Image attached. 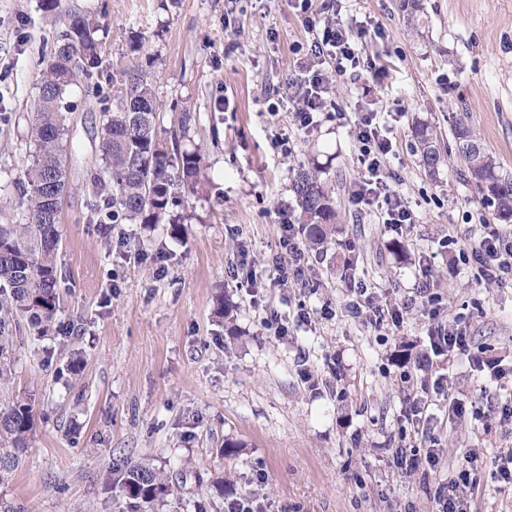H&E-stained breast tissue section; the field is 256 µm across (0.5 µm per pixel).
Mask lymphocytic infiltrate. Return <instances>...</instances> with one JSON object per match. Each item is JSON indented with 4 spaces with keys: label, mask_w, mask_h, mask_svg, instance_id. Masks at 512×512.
Wrapping results in <instances>:
<instances>
[{
    "label": "lymphocytic infiltrate",
    "mask_w": 512,
    "mask_h": 512,
    "mask_svg": "<svg viewBox=\"0 0 512 512\" xmlns=\"http://www.w3.org/2000/svg\"><path fill=\"white\" fill-rule=\"evenodd\" d=\"M305 27L313 39L303 57L301 76L288 80L282 93L283 101L292 103L293 121L303 130L314 128L318 115L329 92V79L322 70L323 64H331L337 75L355 71L360 64L361 51L358 40L369 32V20L350 16L348 19H321L312 9V0H297ZM350 133L358 146L361 174L349 188V198L356 204H376L385 223L413 224L417 216L407 200L396 189V177L388 163L393 155V127L388 116L381 111L359 113ZM281 232L280 244L283 255L274 257L272 263L278 273L277 281L302 280L305 275L299 261L301 248L296 241V226L288 207L278 210ZM470 255L478 279L499 283L504 275L512 273V232H503L496 225L488 224ZM350 293L364 297V304L348 303L346 311L352 318L369 322L376 327H400L404 321L402 308L376 300L369 295L364 283L354 282ZM422 305L430 322L429 341L434 353L467 354L471 351V338L459 328L445 324L441 318V298L430 289L422 291ZM428 404L426 398L415 396L407 403L406 413L423 434L427 447L424 451L396 449L395 456L405 472L432 469L438 464L439 455L433 448L434 438L426 428Z\"/></svg>",
    "instance_id": "obj_1"
}]
</instances>
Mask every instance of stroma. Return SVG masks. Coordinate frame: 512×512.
I'll return each instance as SVG.
<instances>
[{
  "instance_id": "35a3bbf8",
  "label": "stroma",
  "mask_w": 512,
  "mask_h": 512,
  "mask_svg": "<svg viewBox=\"0 0 512 512\" xmlns=\"http://www.w3.org/2000/svg\"><path fill=\"white\" fill-rule=\"evenodd\" d=\"M95 17L104 54L119 64L130 37L149 39L163 126L190 108L182 147L207 165L206 195L174 211L184 236L165 225L88 223L90 178L101 167L99 92L67 89L66 164L70 187L61 216L63 283L53 328L20 336L9 384L39 399L32 446L0 501L18 512H131L102 480L113 462L142 461L170 493L147 512H224L250 495L279 512H435L434 495L468 449L483 459L466 484L470 512H512V486L493 458L512 448V424L449 418L442 396L428 413L441 461L435 474H406L399 447L421 445L403 417L412 388L400 381L418 361V379L447 376L462 399L512 396V378L491 380L461 354L435 355L415 289L443 297L444 319L459 324L485 358L512 365V284L477 282L459 258L486 224L505 228L470 181L453 127L463 122L512 175V0H339L341 16L369 17L363 55L385 70L373 79L330 75L317 127L297 129L288 110L270 115L277 90L295 72L297 46L312 35L289 0H60ZM55 27L43 0H0V223L16 217L10 185L27 161L36 82ZM401 113L390 163L417 213L414 224L382 223L376 206L352 205L360 175L350 127L357 113ZM437 134L442 161L422 164L414 128ZM292 153L274 154L273 137ZM318 161L339 215L336 242L305 250L306 282L274 285L267 267L278 249L276 212L296 208L292 181ZM407 304L400 329L375 330L347 316L350 279ZM232 305L222 326L218 299ZM335 317L321 316L322 306ZM310 319L300 322L301 311ZM278 312L286 337L267 335ZM80 354L78 373L67 371ZM235 442L224 455L225 441Z\"/></svg>"
}]
</instances>
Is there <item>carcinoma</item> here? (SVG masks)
<instances>
[{
  "label": "carcinoma",
  "instance_id": "carcinoma-1",
  "mask_svg": "<svg viewBox=\"0 0 512 512\" xmlns=\"http://www.w3.org/2000/svg\"><path fill=\"white\" fill-rule=\"evenodd\" d=\"M62 30L56 34L52 60L37 80L35 115L26 132L33 151L16 181L15 206L21 221L0 224V386L11 380L15 357L14 338L22 323L37 338L59 312L60 286L57 257L61 243L60 222L51 219L46 187L63 199L69 189V171L62 157L67 150L68 125L62 112L63 96L75 78L96 79L98 87L112 91V102L101 112L99 141L102 168L93 177L94 198L89 220L112 211V221L126 224H159L167 220L173 238L184 234L181 217L170 211L178 196L206 193L209 182L200 152L182 150L168 140L151 75L154 61L149 41L142 35L129 42L127 63L113 65L96 37L97 22L70 10L57 14ZM145 104L150 112H137ZM457 151L471 181L498 216L512 221V176L497 170L494 158L472 130L454 125ZM416 148L429 168L441 155L425 125L415 129ZM319 165L301 167L292 190L300 208L297 223L305 244L317 249L336 234V207L321 179ZM35 395L0 393V485L8 482L30 449L34 427ZM112 484L135 502L150 504L169 492V486L149 464L112 469Z\"/></svg>",
  "mask_w": 512,
  "mask_h": 512
}]
</instances>
